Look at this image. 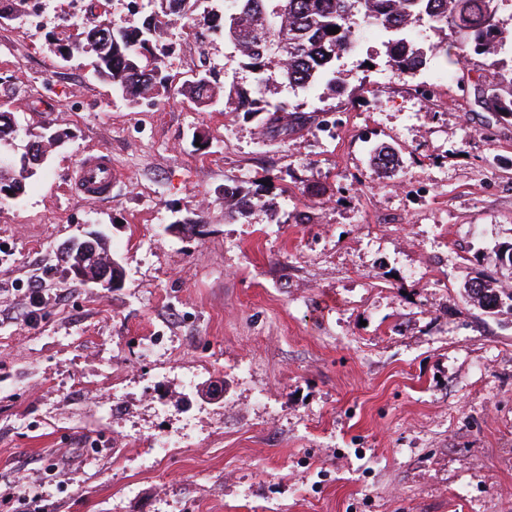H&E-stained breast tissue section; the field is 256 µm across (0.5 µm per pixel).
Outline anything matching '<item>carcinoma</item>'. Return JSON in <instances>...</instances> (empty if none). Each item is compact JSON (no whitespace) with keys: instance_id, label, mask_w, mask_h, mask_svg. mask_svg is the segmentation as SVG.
I'll list each match as a JSON object with an SVG mask.
<instances>
[{"instance_id":"obj_1","label":"carcinoma","mask_w":512,"mask_h":512,"mask_svg":"<svg viewBox=\"0 0 512 512\" xmlns=\"http://www.w3.org/2000/svg\"><path fill=\"white\" fill-rule=\"evenodd\" d=\"M198 0H148L150 13L139 26L114 27L91 14L85 43L94 74L112 82L121 96L130 100L154 99L166 90V77L159 72V60L170 45L165 43L167 26L181 19L194 20ZM499 0H224V12L210 15L209 21L224 30V37L234 46L245 67L255 75L257 86L288 84L306 86L325 83L343 88L336 75L335 61L353 49L354 28L378 26L391 35L387 53L392 68L400 76H412L426 63L428 55L448 53L453 49L463 58L493 54L503 46L498 19ZM438 33L457 34L450 43L443 39L424 46L411 40L416 27ZM337 27L339 33L329 30ZM198 78L183 85L184 94L199 107L225 97L234 110L246 114H269L268 132L288 131L303 114L285 103L272 104L235 85L218 87L210 79L206 60L200 61ZM493 102L502 112L512 113V72L497 74ZM39 163L26 155L19 159L20 174L0 175V200H7L25 190L26 180L37 173ZM254 205V195L241 186L224 187V206L232 216H247ZM87 254L108 259L111 248L105 235L96 233L85 247ZM77 249L62 248L61 260L71 267L80 263ZM473 301L485 309L512 303L511 288H492L478 278L468 289Z\"/></svg>"}]
</instances>
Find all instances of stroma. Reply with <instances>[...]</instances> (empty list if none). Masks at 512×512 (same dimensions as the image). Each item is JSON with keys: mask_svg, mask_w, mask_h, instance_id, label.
<instances>
[{"mask_svg": "<svg viewBox=\"0 0 512 512\" xmlns=\"http://www.w3.org/2000/svg\"><path fill=\"white\" fill-rule=\"evenodd\" d=\"M80 7L27 0L0 25L18 122L0 151L67 133L0 203V512L21 483L22 512H512V309L466 292L490 269L512 286V115L487 99L488 58L401 79L386 32L356 33L347 92L278 87L306 120L266 135L181 93L203 56L254 88L223 30L170 28L167 92L129 101L55 53L84 42ZM382 146L397 165L374 164ZM98 150L118 177L89 202L72 173ZM228 185L256 192L248 217L227 215ZM92 230L119 288L60 262ZM210 382L223 402L197 397Z\"/></svg>", "mask_w": 512, "mask_h": 512, "instance_id": "35a3bbf8", "label": "stroma"}]
</instances>
